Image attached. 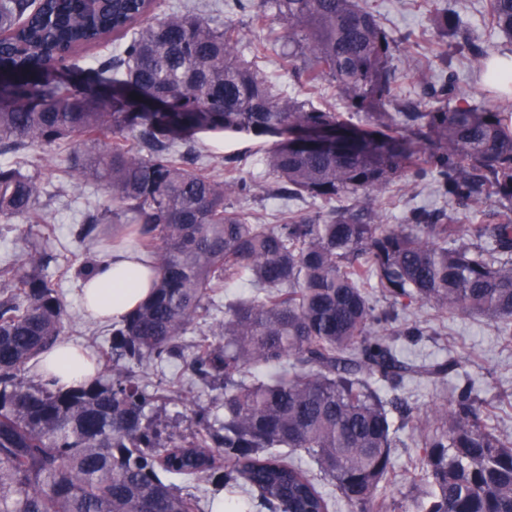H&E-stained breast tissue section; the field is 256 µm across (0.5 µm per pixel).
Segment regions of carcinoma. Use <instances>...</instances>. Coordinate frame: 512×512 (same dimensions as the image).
Segmentation results:
<instances>
[{
    "label": "carcinoma",
    "mask_w": 512,
    "mask_h": 512,
    "mask_svg": "<svg viewBox=\"0 0 512 512\" xmlns=\"http://www.w3.org/2000/svg\"><path fill=\"white\" fill-rule=\"evenodd\" d=\"M153 2L0 0V145L81 142L65 173L97 185L103 202L78 239L126 237L156 269L151 295L112 326V374L63 390L28 376L64 332L58 283L36 249L0 267V512H195L177 479L240 487L265 512H329L291 458L299 450L352 512H373L398 431L384 390L459 366L400 355L399 337L434 333L407 322L411 310L483 316L512 338V113L469 104L452 74L430 88L437 106L387 111L396 40L357 0H261L253 21L265 29L272 12L287 23L282 64L301 60L312 89L334 84L365 128L277 90L257 63L266 45L248 61L237 28L181 11L151 19ZM488 18L512 39V0H489ZM112 37L123 42L96 64L77 56ZM56 54L62 64L45 73ZM202 132L281 138L265 159L272 197L321 207L251 221L237 168L198 166ZM408 172L478 223L455 224L442 207L381 224L360 205L336 206ZM42 194L37 177L0 166L1 219L39 223ZM226 284L248 294L224 305L219 338L187 342ZM168 360L224 390L223 415L191 410L189 442L147 416L165 395L137 370ZM488 406L468 384L416 420L425 512H512V437L488 426Z\"/></svg>",
    "instance_id": "carcinoma-1"
}]
</instances>
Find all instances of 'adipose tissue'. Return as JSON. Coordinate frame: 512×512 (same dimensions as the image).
<instances>
[{
  "instance_id": "adipose-tissue-1",
  "label": "adipose tissue",
  "mask_w": 512,
  "mask_h": 512,
  "mask_svg": "<svg viewBox=\"0 0 512 512\" xmlns=\"http://www.w3.org/2000/svg\"><path fill=\"white\" fill-rule=\"evenodd\" d=\"M153 276L144 255L123 247L113 248L84 283L82 305L92 319L121 318L148 296ZM40 363L42 370L51 372L63 389L83 383L96 373L93 355L67 343L43 353Z\"/></svg>"
}]
</instances>
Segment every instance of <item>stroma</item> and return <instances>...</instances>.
<instances>
[{"instance_id":"1","label":"stroma","mask_w":512,"mask_h":512,"mask_svg":"<svg viewBox=\"0 0 512 512\" xmlns=\"http://www.w3.org/2000/svg\"><path fill=\"white\" fill-rule=\"evenodd\" d=\"M258 2L220 0L221 10L215 15L217 22L230 23L239 29L241 48L246 52L266 37L265 32L251 26L250 17ZM367 3L381 26L399 41L391 61L398 103L415 102L425 109L433 106V99L427 97L425 91L429 83L450 71L470 104L512 113V98L499 96L481 83L482 66L477 58L458 53L455 40L440 37L436 29L437 18L449 14L461 22L482 55L492 58L511 49L512 42L488 22V0H367ZM273 144V137L252 134L231 137L200 134L195 143L196 153L219 171L225 168V155H242L240 174L254 187V195L245 208L261 224L278 223L279 211L285 205L298 213L316 209L308 199L284 204L267 198L273 177L265 165V157ZM19 160L14 154L0 152V166ZM20 161L35 173L44 188L43 220L39 227L31 229L22 219L8 222L0 219V266L12 261L25 242H46L52 257L45 272L60 276L67 310L62 340L89 350L95 358H102L109 348L110 326L93 321L83 310L82 279L78 274L81 263L86 257L97 255L98 249L79 243L74 235L86 205L100 201L101 196L93 184L76 178L65 179L63 151L36 146ZM360 203L377 212L386 224L404 223L415 208L432 209L443 205L442 200L435 197L430 181L410 176L397 179L382 193L361 198ZM419 313L432 316L435 325L442 330L441 335L424 336L415 343L402 339L397 342V349L418 359L456 357L461 364L442 382L406 383L394 392V399L402 403L411 417L423 418L437 406L449 404L460 388L470 382L481 397L499 403L488 419L489 425L512 435V342L501 338L494 323L478 316L435 314L427 306L420 308ZM161 377L179 390L180 401L155 408L152 416L174 438L189 435L188 414L194 404L214 407L222 401L219 390L207 389L195 380L182 362H164L150 367V380ZM417 436V430L411 425L399 433V441L392 450V471L383 489L384 512H417L423 497L422 487L414 482L418 470Z\"/></svg>"}]
</instances>
